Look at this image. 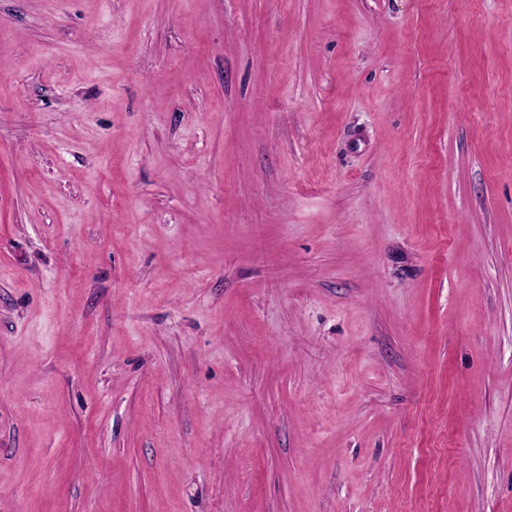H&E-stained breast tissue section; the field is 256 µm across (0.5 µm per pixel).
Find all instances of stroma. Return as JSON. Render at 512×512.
Wrapping results in <instances>:
<instances>
[{"mask_svg": "<svg viewBox=\"0 0 512 512\" xmlns=\"http://www.w3.org/2000/svg\"><path fill=\"white\" fill-rule=\"evenodd\" d=\"M0 512H512V0H0Z\"/></svg>", "mask_w": 512, "mask_h": 512, "instance_id": "obj_1", "label": "stroma"}]
</instances>
